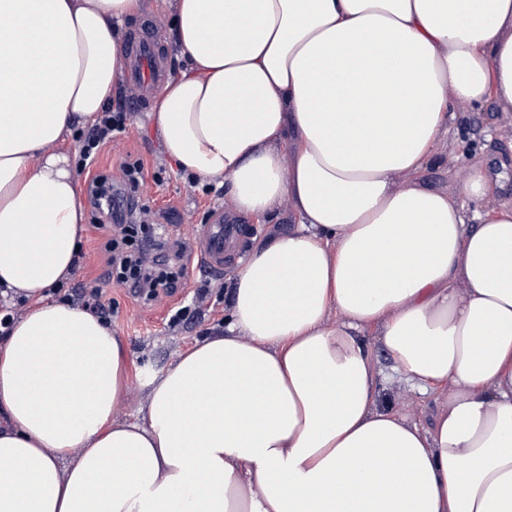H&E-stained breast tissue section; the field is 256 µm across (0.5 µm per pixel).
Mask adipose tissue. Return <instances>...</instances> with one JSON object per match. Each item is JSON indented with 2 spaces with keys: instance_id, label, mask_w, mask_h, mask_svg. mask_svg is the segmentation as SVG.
<instances>
[{
  "instance_id": "ef3b65f1",
  "label": "adipose tissue",
  "mask_w": 512,
  "mask_h": 512,
  "mask_svg": "<svg viewBox=\"0 0 512 512\" xmlns=\"http://www.w3.org/2000/svg\"><path fill=\"white\" fill-rule=\"evenodd\" d=\"M140 10L0 0V287L33 304L0 341V512H512V199L470 224L481 166L453 194L418 179L449 103L512 112V0H170L167 154L298 224L116 423L120 338L49 299L84 231L57 146L115 94ZM373 327L438 397L428 425L378 408Z\"/></svg>"
}]
</instances>
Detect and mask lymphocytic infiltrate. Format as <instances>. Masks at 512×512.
Listing matches in <instances>:
<instances>
[{
    "label": "lymphocytic infiltrate",
    "instance_id": "1",
    "mask_svg": "<svg viewBox=\"0 0 512 512\" xmlns=\"http://www.w3.org/2000/svg\"><path fill=\"white\" fill-rule=\"evenodd\" d=\"M125 129L124 113H102L94 126L78 136V171L95 165L101 148ZM117 170V175L98 174L87 182L88 199L98 214V224L108 231L104 254L110 280L129 290L136 299L146 303L159 301L171 295L179 282L170 267L180 257L181 249L170 242L160 225L150 234L136 237L135 225L149 221L148 208L135 196L144 181V164L124 159Z\"/></svg>",
    "mask_w": 512,
    "mask_h": 512
}]
</instances>
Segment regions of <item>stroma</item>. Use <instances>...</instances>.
<instances>
[{
  "label": "stroma",
  "mask_w": 512,
  "mask_h": 512,
  "mask_svg": "<svg viewBox=\"0 0 512 512\" xmlns=\"http://www.w3.org/2000/svg\"><path fill=\"white\" fill-rule=\"evenodd\" d=\"M149 24L158 44L160 57L168 76H175L183 67L178 52L172 46L164 0H144L137 16L126 23L128 37H135L142 24ZM107 110L127 116V129L114 142L104 146L97 159L96 170L108 173L116 170L121 158L129 156L143 160L146 176L138 190L142 204L156 213L159 223L166 225L172 239L181 241L187 252L197 246L198 225L211 223L218 213H231L230 201L224 196L223 185H214L211 192L190 187L185 174L167 155L152 120V105L141 102L137 88L119 82L115 95L107 102ZM450 139L440 146L441 161L427 166L424 183L432 188L457 189L472 165H481L489 174L501 169L512 170V118L498 112L492 102L479 106L450 103ZM161 181H154V173ZM93 212H86L81 239L84 263L68 277V284L106 278L109 267L105 262L104 230L94 225ZM177 273L185 282L183 290L162 302L147 306L130 298L124 288L109 285L112 314L108 320L120 336L127 366V395L114 409V421L123 422L141 417L149 400L151 378L161 375L195 340L223 333L233 267H225L219 277L193 275L190 263H183ZM207 288L204 301H196L198 288ZM186 308V320L180 327L168 325L172 308ZM380 403L395 410L410 422L426 424L436 408L434 397H423L398 381L381 383Z\"/></svg>",
  "instance_id": "stroma-1"
}]
</instances>
